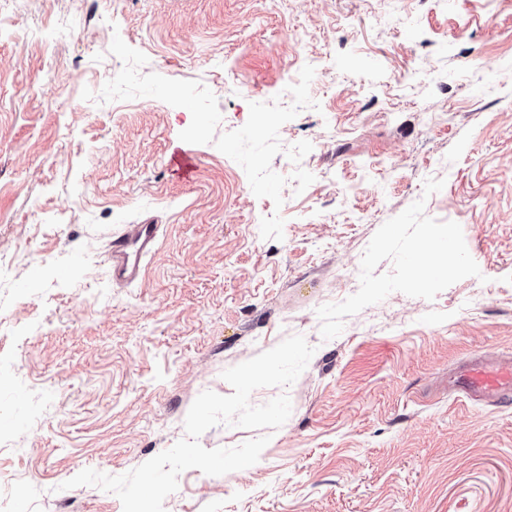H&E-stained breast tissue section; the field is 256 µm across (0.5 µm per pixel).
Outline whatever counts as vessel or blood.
<instances>
[{
  "label": "vessel or blood",
  "instance_id": "obj_1",
  "mask_svg": "<svg viewBox=\"0 0 512 512\" xmlns=\"http://www.w3.org/2000/svg\"><path fill=\"white\" fill-rule=\"evenodd\" d=\"M160 235L156 224H127L112 234L108 252L112 279L130 284L142 275V259L149 255ZM448 390L485 405L512 406V371L491 359L475 355L448 375Z\"/></svg>",
  "mask_w": 512,
  "mask_h": 512
}]
</instances>
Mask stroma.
I'll use <instances>...</instances> for the list:
<instances>
[{"label": "stroma", "mask_w": 512, "mask_h": 512, "mask_svg": "<svg viewBox=\"0 0 512 512\" xmlns=\"http://www.w3.org/2000/svg\"><path fill=\"white\" fill-rule=\"evenodd\" d=\"M116 36L211 90L221 134L314 67L271 162L282 206L180 140L187 109L82 99L122 69ZM125 224L162 230L118 285ZM295 334L307 368L250 397L292 403L259 461L183 471L164 512H512V407L448 392L471 355L512 368V0H0L8 512H123L63 484L170 448L201 392L232 394L224 370Z\"/></svg>", "instance_id": "obj_1"}]
</instances>
